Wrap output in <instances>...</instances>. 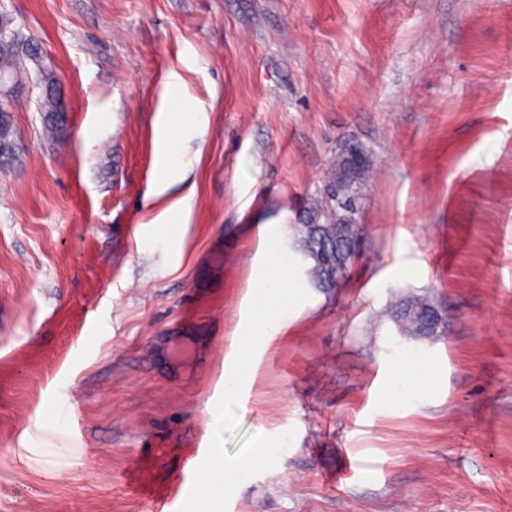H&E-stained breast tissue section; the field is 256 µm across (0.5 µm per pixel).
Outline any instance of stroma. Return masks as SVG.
I'll return each mask as SVG.
<instances>
[{"label":"stroma","instance_id":"35a3bbf8","mask_svg":"<svg viewBox=\"0 0 512 512\" xmlns=\"http://www.w3.org/2000/svg\"><path fill=\"white\" fill-rule=\"evenodd\" d=\"M27 64L0 168V512H178L264 227L371 150L348 281L258 348L227 512H512V0H0ZM178 114L180 169L159 179ZM187 201L179 227L157 226ZM448 315L401 336L402 295ZM405 362L408 400L384 397ZM429 373L423 365H401L393 374L389 383L387 396L391 399H400L418 389L419 383Z\"/></svg>","mask_w":512,"mask_h":512}]
</instances>
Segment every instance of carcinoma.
Here are the masks:
<instances>
[{
  "label": "carcinoma",
  "instance_id": "obj_1",
  "mask_svg": "<svg viewBox=\"0 0 512 512\" xmlns=\"http://www.w3.org/2000/svg\"><path fill=\"white\" fill-rule=\"evenodd\" d=\"M0 27L5 36L0 38V65L20 66L29 59L22 43L10 38V22L1 17ZM43 110L48 120L42 135L47 139L59 133V124L53 119L58 113V100L54 93L45 95ZM374 162L373 155L364 147L357 148V161L352 154L340 152L332 161L329 176L301 211L297 223L289 225L295 237L297 251L311 261L306 271L308 282L315 288L334 289L350 276L358 254L355 250L363 232L357 222L358 205H346L353 195L351 181L366 180ZM431 311V304L418 297L402 299L392 311V317L405 336L420 337L413 313Z\"/></svg>",
  "mask_w": 512,
  "mask_h": 512
}]
</instances>
